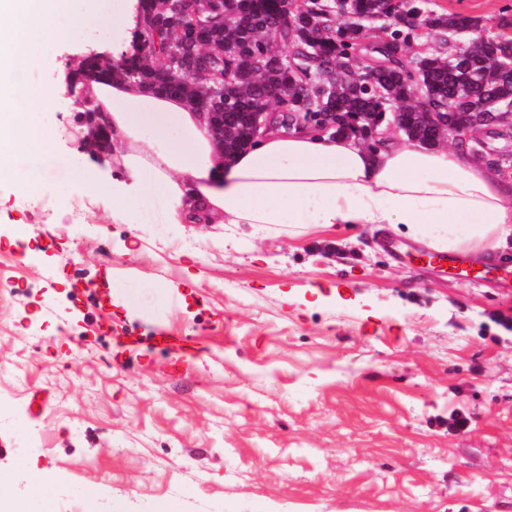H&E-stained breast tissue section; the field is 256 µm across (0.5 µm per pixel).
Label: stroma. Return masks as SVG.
Listing matches in <instances>:
<instances>
[{
    "mask_svg": "<svg viewBox=\"0 0 512 512\" xmlns=\"http://www.w3.org/2000/svg\"><path fill=\"white\" fill-rule=\"evenodd\" d=\"M512 36V0H432ZM70 45L32 86L72 168ZM0 182V476L26 512H512V300L387 251V224L291 233L112 221ZM186 337L181 354L155 344Z\"/></svg>",
    "mask_w": 512,
    "mask_h": 512,
    "instance_id": "stroma-1",
    "label": "stroma"
}]
</instances>
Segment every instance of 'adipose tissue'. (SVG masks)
I'll return each mask as SVG.
<instances>
[{"mask_svg":"<svg viewBox=\"0 0 512 512\" xmlns=\"http://www.w3.org/2000/svg\"><path fill=\"white\" fill-rule=\"evenodd\" d=\"M94 109L114 139L112 221L162 224H389L478 258L512 250V178L459 148L348 137L273 124L224 161L205 114L131 81H83L70 109Z\"/></svg>","mask_w":512,"mask_h":512,"instance_id":"adipose-tissue-1","label":"adipose tissue"}]
</instances>
